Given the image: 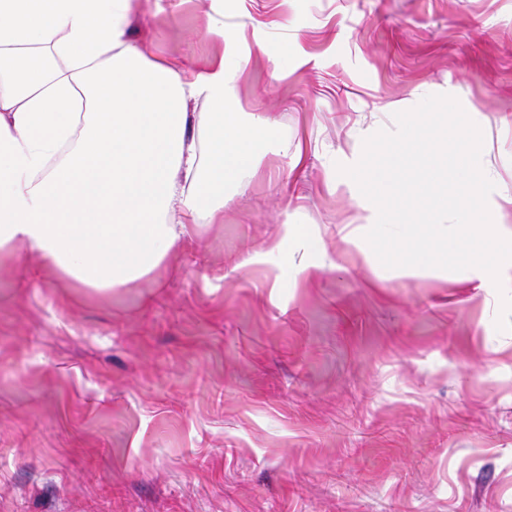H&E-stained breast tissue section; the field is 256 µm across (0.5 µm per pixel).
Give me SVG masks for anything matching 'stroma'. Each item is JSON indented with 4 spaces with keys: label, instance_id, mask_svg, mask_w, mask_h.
<instances>
[{
    "label": "stroma",
    "instance_id": "35a3bbf8",
    "mask_svg": "<svg viewBox=\"0 0 512 512\" xmlns=\"http://www.w3.org/2000/svg\"><path fill=\"white\" fill-rule=\"evenodd\" d=\"M132 30L225 54L227 107L293 148L129 287L0 257V512H512V274L370 264L336 171L450 94L512 226V0H145ZM286 224L324 242L304 273Z\"/></svg>",
    "mask_w": 512,
    "mask_h": 512
}]
</instances>
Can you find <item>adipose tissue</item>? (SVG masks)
Returning <instances> with one entry per match:
<instances>
[{
  "instance_id": "adipose-tissue-1",
  "label": "adipose tissue",
  "mask_w": 512,
  "mask_h": 512,
  "mask_svg": "<svg viewBox=\"0 0 512 512\" xmlns=\"http://www.w3.org/2000/svg\"><path fill=\"white\" fill-rule=\"evenodd\" d=\"M140 4L0 0V255L102 294L219 221L225 187L271 146L270 122L226 107V57L174 66L130 38Z\"/></svg>"
}]
</instances>
